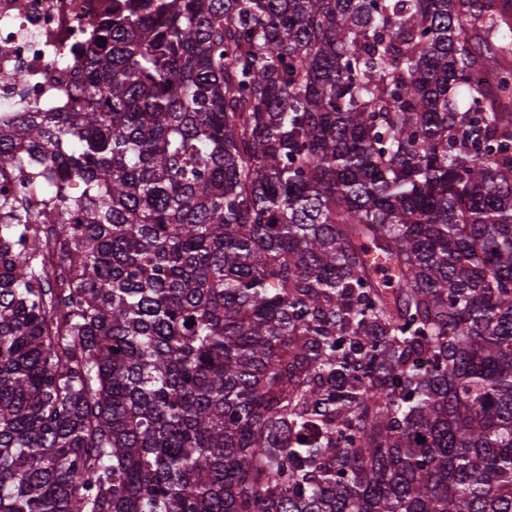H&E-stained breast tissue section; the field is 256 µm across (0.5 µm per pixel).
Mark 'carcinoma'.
Wrapping results in <instances>:
<instances>
[{
  "instance_id": "obj_1",
  "label": "carcinoma",
  "mask_w": 512,
  "mask_h": 512,
  "mask_svg": "<svg viewBox=\"0 0 512 512\" xmlns=\"http://www.w3.org/2000/svg\"><path fill=\"white\" fill-rule=\"evenodd\" d=\"M65 61L0 127V512H512V0H112Z\"/></svg>"
}]
</instances>
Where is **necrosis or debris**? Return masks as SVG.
Returning <instances> with one entry per match:
<instances>
[{"instance_id":"obj_1","label":"necrosis or debris","mask_w":512,"mask_h":512,"mask_svg":"<svg viewBox=\"0 0 512 512\" xmlns=\"http://www.w3.org/2000/svg\"><path fill=\"white\" fill-rule=\"evenodd\" d=\"M111 0H0V72H19L13 88L0 87V125L33 99L68 88L72 70L55 59L97 25Z\"/></svg>"}]
</instances>
